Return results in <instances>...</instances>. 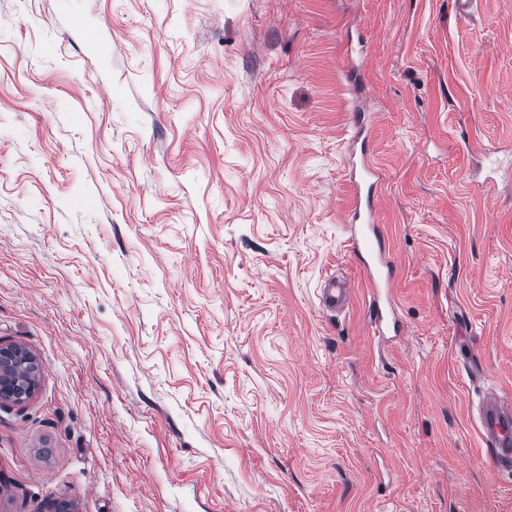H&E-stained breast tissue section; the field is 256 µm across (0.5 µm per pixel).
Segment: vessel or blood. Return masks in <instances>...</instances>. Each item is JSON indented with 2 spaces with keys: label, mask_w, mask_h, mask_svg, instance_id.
<instances>
[{
  "label": "vessel or blood",
  "mask_w": 512,
  "mask_h": 512,
  "mask_svg": "<svg viewBox=\"0 0 512 512\" xmlns=\"http://www.w3.org/2000/svg\"><path fill=\"white\" fill-rule=\"evenodd\" d=\"M352 173L358 186V199L352 215L355 229L351 234V247L358 254L369 275L373 303L371 321L375 336H386L400 328L398 320L382 305V283L388 282L390 273L384 257V247L370 226L376 221L372 196L381 183V174L368 158H361ZM319 306L323 312L338 314L349 305L351 285L340 275L325 277L317 290ZM478 428L485 445L489 446L493 462L499 470H512V399L499 394L485 395L479 407Z\"/></svg>",
  "instance_id": "1"
}]
</instances>
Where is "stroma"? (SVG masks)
I'll list each match as a JSON object with an SVG mask.
<instances>
[{
    "mask_svg": "<svg viewBox=\"0 0 512 512\" xmlns=\"http://www.w3.org/2000/svg\"><path fill=\"white\" fill-rule=\"evenodd\" d=\"M1 344L0 512H512V0H0ZM351 165L359 189L351 222L369 224L368 228L362 225L355 226L350 237L351 247L361 257L368 271L373 303L371 326L374 335L383 338L388 335L389 331L397 333L400 325L395 316L391 315V306H389V310L382 307L381 284L389 281L390 270L385 261L382 241L377 235L374 225H371L377 223L372 196L381 183V174L363 154L359 166L354 162ZM351 291L345 277L335 274L325 277L317 288L320 309L334 315L343 312L349 305ZM2 350L0 348V405L5 402L22 404L32 396L38 385V377L32 362L36 359L27 351ZM481 438L491 451L497 469L512 470L511 398L491 393L483 397L478 413Z\"/></svg>",
    "mask_w": 512,
    "mask_h": 512,
    "instance_id": "obj_1",
    "label": "stroma"
}]
</instances>
